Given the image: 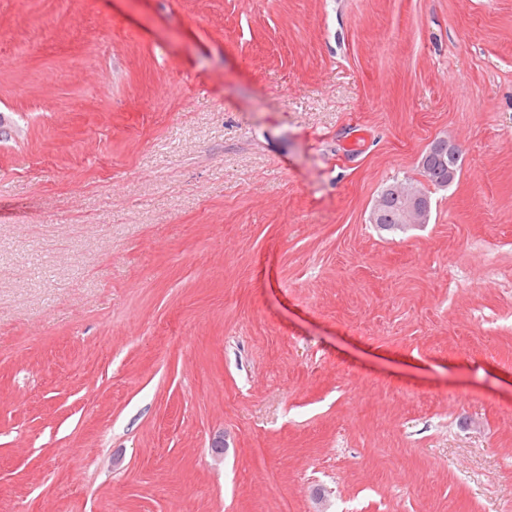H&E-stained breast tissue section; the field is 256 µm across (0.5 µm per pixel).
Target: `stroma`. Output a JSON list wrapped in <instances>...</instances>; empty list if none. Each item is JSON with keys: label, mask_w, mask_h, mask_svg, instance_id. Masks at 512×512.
<instances>
[{"label": "stroma", "mask_w": 512, "mask_h": 512, "mask_svg": "<svg viewBox=\"0 0 512 512\" xmlns=\"http://www.w3.org/2000/svg\"><path fill=\"white\" fill-rule=\"evenodd\" d=\"M283 497L512 512V0H0V512ZM434 149L435 148L429 151L428 155H430ZM457 151H459L458 146L448 142V148L444 151L443 155L441 157H434L426 167L424 165L426 164L428 155L424 158L421 163V165L424 166L421 168V174L426 177L428 183L433 186L448 187V183L453 182L455 172L448 170V167L454 168L458 174L462 169L461 153L459 152L457 155L452 153ZM398 183L394 182L392 185L390 184L381 192L380 198L383 199V205L381 208L382 199H379L377 204L371 211L370 221L372 224L376 223L377 218L380 214L381 208V217L379 220V224H377V228L381 231H385L388 233H398L400 231L405 230L404 226L400 225L398 218V212L400 208V198L398 196V190L403 185H408L415 189H408L405 192L407 201L402 213L403 215V223H407L408 227L418 226L417 224H426L429 219V213L431 209V203L428 197L420 194L416 189L422 191L428 196V192L426 191L425 186L421 185L418 180H413L411 182L414 183Z\"/></svg>", "instance_id": "obj_1"}]
</instances>
